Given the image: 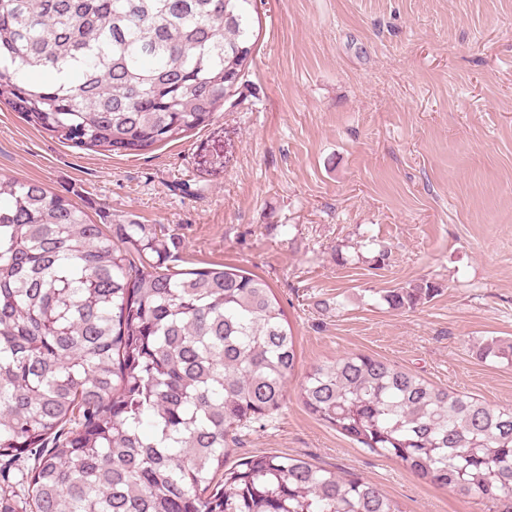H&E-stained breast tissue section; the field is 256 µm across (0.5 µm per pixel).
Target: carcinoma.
Listing matches in <instances>:
<instances>
[{"instance_id":"cac0c4a2","label":"carcinoma","mask_w":512,"mask_h":512,"mask_svg":"<svg viewBox=\"0 0 512 512\" xmlns=\"http://www.w3.org/2000/svg\"><path fill=\"white\" fill-rule=\"evenodd\" d=\"M257 0H0V105L80 149L139 155L224 112ZM146 224L92 221L0 177V512H403L375 483L294 456L224 468L277 411L295 337L268 282L167 266ZM383 295L391 309L433 295ZM479 357L507 360L486 340ZM300 400L422 479L512 512V409L347 354ZM33 461L10 481L16 463Z\"/></svg>"}]
</instances>
